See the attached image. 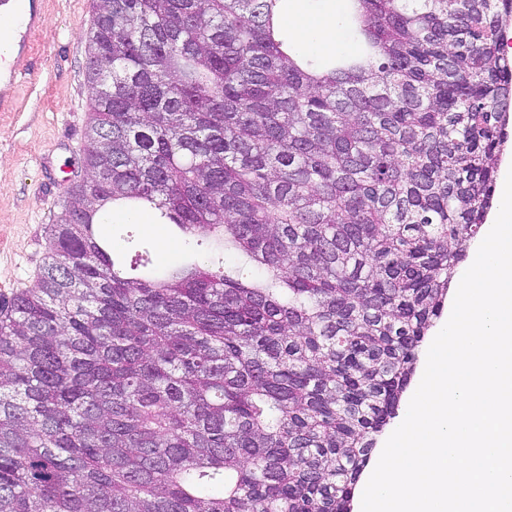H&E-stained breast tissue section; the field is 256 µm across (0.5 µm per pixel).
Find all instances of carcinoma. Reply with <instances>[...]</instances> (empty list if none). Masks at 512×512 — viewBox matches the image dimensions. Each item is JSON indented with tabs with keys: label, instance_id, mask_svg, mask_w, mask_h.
<instances>
[{
	"label": "carcinoma",
	"instance_id": "1",
	"mask_svg": "<svg viewBox=\"0 0 512 512\" xmlns=\"http://www.w3.org/2000/svg\"><path fill=\"white\" fill-rule=\"evenodd\" d=\"M280 2L99 7L86 175L0 299V512H351L492 207L512 0H352L338 66ZM116 205L208 263L127 273ZM454 288H456V278H455V280H454V282H453V284H452V286H451V288H450V290L448 292V297H447V299L445 301V306H444V310L442 312L441 317L436 321V323L434 324V327H432L430 329V331L428 332V334L426 336L425 342H424V344L421 347V351L419 353V358H418V362H417L416 373H415V375H414V377H413V379L411 381V384L407 388L406 392L403 394V397H402V400H401V403H400V407H399V411H398V415L386 427L384 432L379 437H377V443H376V446L374 447L375 450H374V452L372 454L370 463L367 466V468L364 470V472H363V474H362V476H361V478H360V480L358 482V485H357V488H356V491H355L354 500H353L352 512H357V510H358V508H357L358 507V499H357L358 498V493H359V490H360V487L362 485V482H363V479H364V476H365L366 472L368 471V469L370 468L374 458L378 454L379 448H382V445H383V442H384L385 438L395 428V426L397 425V423L400 420L401 416L403 415L405 407H406V404H407V401L409 399V396H410L412 390L414 389L418 379L421 376L422 366H423V354H424V351L427 348V346L431 343V341L434 339V337L437 335L440 326L443 324V322L448 317V311L450 310V308H451V306L453 304Z\"/></svg>",
	"mask_w": 512,
	"mask_h": 512
}]
</instances>
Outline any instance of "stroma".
Wrapping results in <instances>:
<instances>
[{"label": "stroma", "mask_w": 512, "mask_h": 512, "mask_svg": "<svg viewBox=\"0 0 512 512\" xmlns=\"http://www.w3.org/2000/svg\"><path fill=\"white\" fill-rule=\"evenodd\" d=\"M97 0H44L48 23L34 39L16 104L0 112V295L32 287L49 250L55 215L66 197L65 169L83 172L92 90L85 80V36ZM170 224H133L113 212L99 233L115 261L129 267L147 245L149 271L205 262V248L174 236Z\"/></svg>", "instance_id": "1"}]
</instances>
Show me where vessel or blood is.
Instances as JSON below:
<instances>
[{
    "instance_id": "vessel-or-blood-1",
    "label": "vessel or blood",
    "mask_w": 512,
    "mask_h": 512,
    "mask_svg": "<svg viewBox=\"0 0 512 512\" xmlns=\"http://www.w3.org/2000/svg\"><path fill=\"white\" fill-rule=\"evenodd\" d=\"M47 17L43 0H0V108H12L19 76Z\"/></svg>"
}]
</instances>
